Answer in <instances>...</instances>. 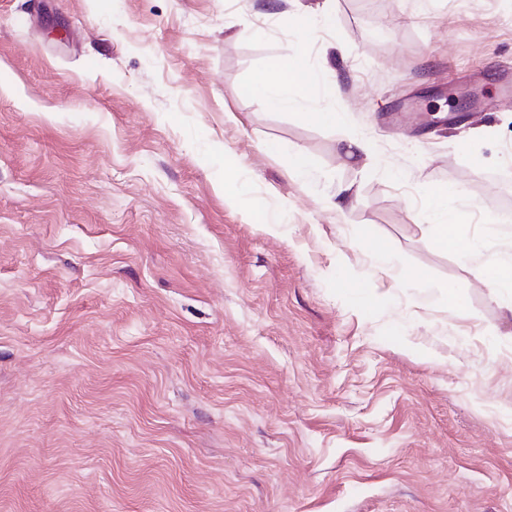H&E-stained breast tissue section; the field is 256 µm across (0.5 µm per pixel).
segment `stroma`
Returning <instances> with one entry per match:
<instances>
[{"mask_svg": "<svg viewBox=\"0 0 512 512\" xmlns=\"http://www.w3.org/2000/svg\"><path fill=\"white\" fill-rule=\"evenodd\" d=\"M510 67L512 0H0V512H512ZM302 72V67L297 64L282 65L273 72L258 75L247 88V93L271 107H280L296 100L294 89L302 82ZM447 202V189L438 188L431 192L429 205L435 217L431 230L435 244L444 251L456 246L463 223L461 214L448 211ZM487 248L480 241L472 242L468 247V254L472 259L477 258L484 265L487 279L500 291L512 295V254L498 253L488 258Z\"/></svg>", "mask_w": 512, "mask_h": 512, "instance_id": "1", "label": "stroma"}]
</instances>
